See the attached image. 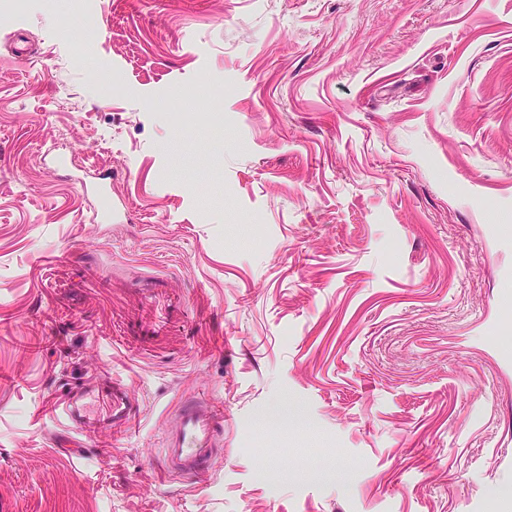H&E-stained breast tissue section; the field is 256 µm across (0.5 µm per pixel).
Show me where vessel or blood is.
Returning <instances> with one entry per match:
<instances>
[{
	"mask_svg": "<svg viewBox=\"0 0 512 512\" xmlns=\"http://www.w3.org/2000/svg\"><path fill=\"white\" fill-rule=\"evenodd\" d=\"M120 410L112 412L109 424L118 429L125 426L135 414L134 404L124 401L126 388L120 382L111 386ZM89 392L81 387L59 403L54 414L56 420L68 429L90 434L99 429V422L90 420L82 412L81 400ZM224 444V407L204 395L181 400L175 411L174 425L163 445L164 467L187 479H197L208 471L211 458Z\"/></svg>",
	"mask_w": 512,
	"mask_h": 512,
	"instance_id": "obj_1",
	"label": "vessel or blood"
}]
</instances>
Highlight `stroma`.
I'll use <instances>...</instances> for the list:
<instances>
[{
    "instance_id": "obj_1",
    "label": "stroma",
    "mask_w": 512,
    "mask_h": 512,
    "mask_svg": "<svg viewBox=\"0 0 512 512\" xmlns=\"http://www.w3.org/2000/svg\"><path fill=\"white\" fill-rule=\"evenodd\" d=\"M106 374L138 420L75 456ZM508 504L512 0H0V512ZM95 386H83L71 393L62 403H59L54 414L56 420L67 429L76 428V430L90 434L98 430L102 424L98 421H91L82 412L80 401L84 395H88ZM223 444L224 406L204 395L185 397L165 437L164 468L185 479L200 478Z\"/></svg>"
}]
</instances>
